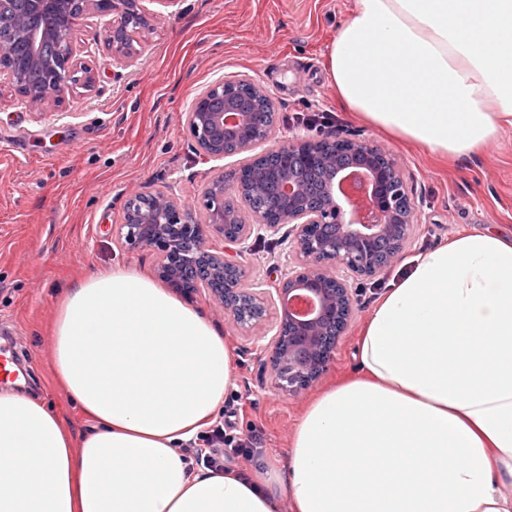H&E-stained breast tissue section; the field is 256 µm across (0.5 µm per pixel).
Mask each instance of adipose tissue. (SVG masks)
<instances>
[{"label":"adipose tissue","mask_w":512,"mask_h":512,"mask_svg":"<svg viewBox=\"0 0 512 512\" xmlns=\"http://www.w3.org/2000/svg\"><path fill=\"white\" fill-rule=\"evenodd\" d=\"M326 68L373 128L472 157L512 125V0H356ZM50 364L90 427L0 389V512H512V237L493 228L415 258L265 475L186 455L235 360L151 279L116 266L66 289Z\"/></svg>","instance_id":"1"}]
</instances>
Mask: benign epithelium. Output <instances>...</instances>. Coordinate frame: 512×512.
Segmentation results:
<instances>
[{"mask_svg": "<svg viewBox=\"0 0 512 512\" xmlns=\"http://www.w3.org/2000/svg\"><path fill=\"white\" fill-rule=\"evenodd\" d=\"M103 20L105 46L112 61L128 67L141 55L137 34L151 28L154 14L141 0H0V29L12 41L0 44V91L35 117L62 110L77 88L94 90L95 73L78 54L77 21ZM266 92L246 76H224L190 102L185 126L194 150L222 158L250 150L269 138L270 128L255 120ZM287 167L279 182L284 208L271 214L253 213L254 223L268 234L291 225L293 235L288 270L276 288L249 283V268L241 260L252 225L224 209V176L215 177L194 208L170 194L134 192L125 203L118 235L132 250L153 251L156 275L186 299L206 288L240 330L251 331L265 320L269 306L279 321L270 340L273 347L269 389L292 396L309 389L325 370V349L348 327L354 291L352 281L373 279L404 251L418 223L396 159L355 134L336 140L294 137L284 144ZM331 165L346 176L352 194L366 206L348 218L347 201L325 192L314 202L301 179L308 167ZM261 175L245 169L237 189L262 191ZM232 247V258L209 239ZM311 298L317 308L308 316L294 314L285 303Z\"/></svg>", "mask_w": 512, "mask_h": 512, "instance_id": "obj_1", "label": "benign epithelium"}]
</instances>
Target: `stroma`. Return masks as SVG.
<instances>
[{
    "label": "stroma",
    "instance_id": "stroma-1",
    "mask_svg": "<svg viewBox=\"0 0 512 512\" xmlns=\"http://www.w3.org/2000/svg\"><path fill=\"white\" fill-rule=\"evenodd\" d=\"M354 6L355 0H183L172 12L154 0L153 27L140 35L141 56L125 69L113 67L100 22L84 23L80 56L96 74L98 90H76L67 116L36 118L10 95L0 96V337L13 339L23 359L20 391L65 411L74 432L85 431L88 421L67 405L47 367L60 291L118 264L154 278L153 255L128 249L113 232L130 191L166 190L192 204L218 174H227V187H234L231 175L243 157L200 155L185 127L187 106L218 77L249 76L275 103L274 129L255 154L296 135L319 139L294 113H335L338 136L359 133L396 158L418 210L401 257L380 276L354 281L349 326L323 374L299 396L265 388L269 350L238 332L207 289L196 294L194 307L234 353L232 394L240 413L230 418L231 430H255L256 451L269 464L285 458L304 403L351 373L360 329L417 255L461 231L494 227L512 235V128L476 156L441 159L384 136L337 102L326 50ZM290 241L286 226L275 235L254 231L243 257L252 280L269 283L287 269Z\"/></svg>",
    "mask_w": 512,
    "mask_h": 512
}]
</instances>
